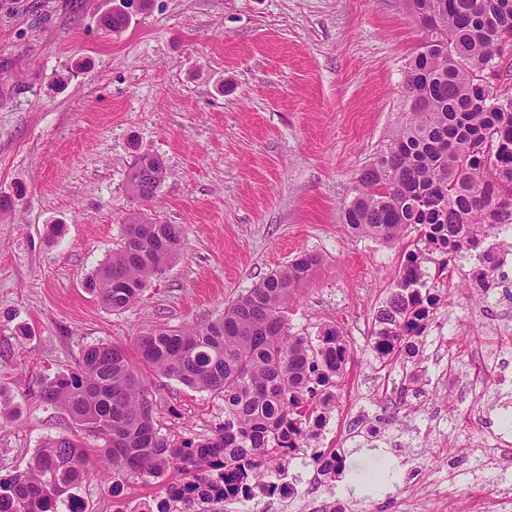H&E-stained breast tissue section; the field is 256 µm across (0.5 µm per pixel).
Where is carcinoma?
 I'll list each match as a JSON object with an SVG mask.
<instances>
[{
    "instance_id": "cac0c4a2",
    "label": "carcinoma",
    "mask_w": 512,
    "mask_h": 512,
    "mask_svg": "<svg viewBox=\"0 0 512 512\" xmlns=\"http://www.w3.org/2000/svg\"><path fill=\"white\" fill-rule=\"evenodd\" d=\"M423 34L409 62L405 88L410 119L361 173L343 221L358 237L405 246L396 288L375 314L370 353L381 366L418 354L428 311L438 297L423 279L426 263L442 276L451 261L483 247L494 225L512 218V92L502 89L500 44L512 40V0H406ZM129 17H102L113 32ZM162 161L136 158L129 191L151 200ZM179 224L124 225L120 248L85 282L112 311H124L152 279L165 273L181 244ZM439 258H433V255ZM319 257L301 253L224 308V316L177 333L158 329L139 338L141 362L156 375L224 398V422L206 439L174 443L155 428L151 383L124 351L108 343L82 352L75 371L40 383L39 397L66 412L94 441L96 459L61 435L44 442L32 464L0 477V512H61L77 491L102 474L112 495L130 477L182 479L141 512H197L220 479L249 487L269 472L262 461L288 465L311 448L336 401L350 358L336 329L294 334L288 311Z\"/></svg>"
}]
</instances>
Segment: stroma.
<instances>
[{
	"mask_svg": "<svg viewBox=\"0 0 512 512\" xmlns=\"http://www.w3.org/2000/svg\"><path fill=\"white\" fill-rule=\"evenodd\" d=\"M114 0H0V475L26 469L42 442L87 437L38 398L41 378L83 350L203 325L300 252L320 263L290 308L292 330L334 327L350 359L331 416L354 468L388 460L395 482L373 493L349 474L316 482L349 512H512V452L477 443L500 428L498 376L512 347L489 330L512 320V288L482 306L466 267L419 342L418 383L369 352L375 313L404 247L355 237L342 221L360 171L409 118L404 78L423 35L402 0H150L126 29L105 31ZM166 168L156 196L133 198L135 155ZM184 228L162 276L125 311L84 288L129 218ZM495 360L482 388L474 369ZM154 417L174 442L211 436L221 396L152 379ZM167 478L83 487L86 512H132Z\"/></svg>",
	"mask_w": 512,
	"mask_h": 512,
	"instance_id": "1",
	"label": "stroma"
}]
</instances>
